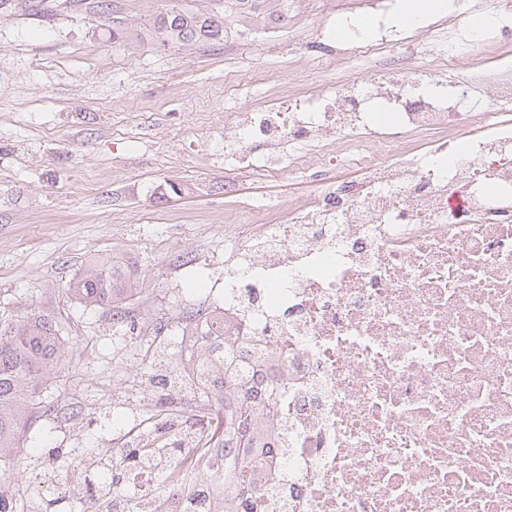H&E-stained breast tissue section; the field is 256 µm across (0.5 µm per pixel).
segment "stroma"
<instances>
[{
    "label": "stroma",
    "instance_id": "obj_1",
    "mask_svg": "<svg viewBox=\"0 0 512 512\" xmlns=\"http://www.w3.org/2000/svg\"><path fill=\"white\" fill-rule=\"evenodd\" d=\"M165 0H0V312L55 319L68 348L48 378L22 437L25 475L0 467V488L28 512L63 499L82 512L84 472L60 457L120 448L161 390L141 375L140 338L156 323L219 306L224 214L237 203L308 199L319 170L257 179L229 171L225 113L305 83L333 93L303 45L317 16L283 26L278 42L228 50L191 41L164 46L152 23ZM121 26L122 38L112 36ZM256 86L228 101L241 74ZM236 181L225 198L224 180ZM131 259L143 277L118 327L109 310L86 308L68 281L98 254Z\"/></svg>",
    "mask_w": 512,
    "mask_h": 512
}]
</instances>
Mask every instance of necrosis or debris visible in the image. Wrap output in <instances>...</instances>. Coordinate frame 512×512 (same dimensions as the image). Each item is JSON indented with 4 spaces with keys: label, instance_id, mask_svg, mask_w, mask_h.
Masks as SVG:
<instances>
[{
    "label": "necrosis or debris",
    "instance_id": "obj_1",
    "mask_svg": "<svg viewBox=\"0 0 512 512\" xmlns=\"http://www.w3.org/2000/svg\"><path fill=\"white\" fill-rule=\"evenodd\" d=\"M494 12L489 32L355 34L321 57L333 96L311 84L229 115L254 172L286 145L292 172L365 165L280 223L257 204L224 227V333L275 386L251 512H512V0ZM448 70L486 89L483 112L425 91Z\"/></svg>",
    "mask_w": 512,
    "mask_h": 512
}]
</instances>
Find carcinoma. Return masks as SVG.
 <instances>
[{"label": "carcinoma", "instance_id": "obj_1", "mask_svg": "<svg viewBox=\"0 0 512 512\" xmlns=\"http://www.w3.org/2000/svg\"><path fill=\"white\" fill-rule=\"evenodd\" d=\"M221 11L199 14L171 7L159 13L153 30L165 44L192 40H224L226 26L257 16L262 9L280 17L288 13L289 0H217ZM138 270L126 259L116 256L94 258L68 283L70 296L85 307L108 308L112 316L123 319L125 303L139 290ZM224 315L214 311L211 328L205 333L198 356L197 372L203 386L229 395V401L200 399L199 410L187 417L189 428L203 448H227L229 452L215 458L216 471L224 476V510L239 512L240 499L249 491V480L256 460L248 453L230 452L234 448H251L260 438L259 423L270 414L272 389L259 392L246 385L244 379L228 363L238 353L234 341H224ZM66 355L57 322L48 315H0V464L21 471L17 448L20 433L38 405L44 380ZM181 438L162 430L150 448H133L126 454L112 457L89 456L84 465L93 471L91 500L97 512H112L114 499L148 504L136 494L121 488L125 471L135 462L163 464V476L185 471L186 457L177 455L172 441ZM173 492L180 496L181 512H216L213 500L206 499L203 489H172L158 484L155 494Z\"/></svg>", "mask_w": 512, "mask_h": 512}]
</instances>
